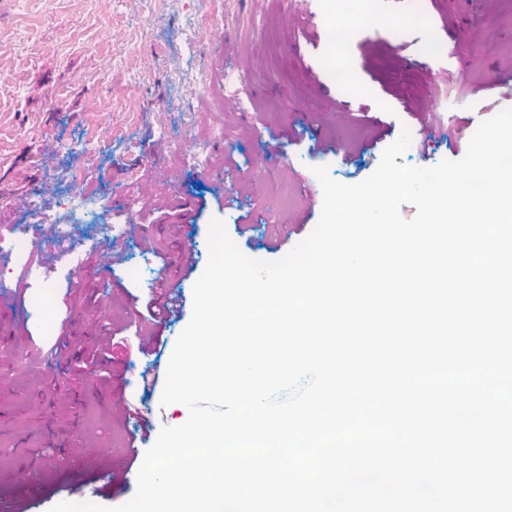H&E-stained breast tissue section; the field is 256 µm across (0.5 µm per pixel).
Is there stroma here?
Wrapping results in <instances>:
<instances>
[{"label": "stroma", "instance_id": "1", "mask_svg": "<svg viewBox=\"0 0 512 512\" xmlns=\"http://www.w3.org/2000/svg\"><path fill=\"white\" fill-rule=\"evenodd\" d=\"M372 28L353 26L336 85L325 41L328 0H0V248L21 229L30 242L5 278L18 316L0 350V479L25 466L17 445L38 429L58 435L32 457L52 470L81 458L102 506L136 491L134 473L180 404L144 396L141 376L165 375L171 345L192 314L193 285L209 258L212 220L247 257L283 258L317 225L315 168L354 184L409 129L401 161L431 167L461 159L479 124L512 107V0H379ZM486 27L490 40L459 67L449 31ZM436 43L442 53L429 55ZM249 82H240L241 72ZM464 85L460 97L444 89ZM450 141L422 139V125ZM224 136L211 138L215 126ZM207 143L209 164L192 151ZM93 196L70 210L68 192ZM87 235L76 259L47 281L25 283L49 219ZM193 222L188 238L179 224ZM122 224L105 242L95 225ZM191 249L195 268L179 255ZM174 290L180 314L146 319L152 292ZM48 302L35 308L33 292ZM114 333L120 346L91 364ZM149 403L147 437L134 409Z\"/></svg>", "mask_w": 512, "mask_h": 512}]
</instances>
